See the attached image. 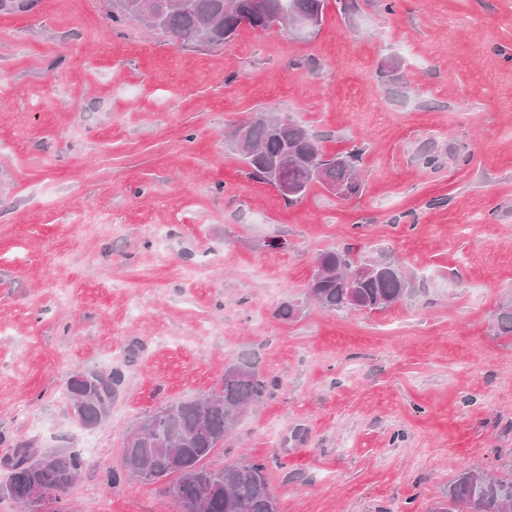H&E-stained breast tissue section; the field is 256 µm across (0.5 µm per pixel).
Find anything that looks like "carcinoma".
<instances>
[{"label":"carcinoma","instance_id":"cac0c4a2","mask_svg":"<svg viewBox=\"0 0 512 512\" xmlns=\"http://www.w3.org/2000/svg\"><path fill=\"white\" fill-rule=\"evenodd\" d=\"M35 0H0V12H27ZM265 14L253 11V0H109L112 20L137 18L155 31L171 34L198 48H218L236 35L240 19L250 18V27L268 28L271 16L324 15L327 0H267ZM248 141L239 146L249 175L269 183V173L297 187L283 199L292 205L315 185L336 184L348 195L363 191L359 165L364 148L358 144L330 155L311 130L286 112H266L247 124ZM364 258L352 256L350 248L317 255L316 269L302 304L336 312L358 310L382 312L403 303L416 293L414 277L400 261L386 260L388 269L378 276L357 271ZM495 335L512 336V304L499 306ZM83 380L69 378L64 388L67 407L81 413L85 427L94 429L108 420L112 404L125 382L117 367L107 372L84 369ZM275 381L265 377L248 360L224 367L220 387L190 400L171 402L145 415L147 423L136 424L124 441L123 474L108 472L115 484L125 476L131 481L164 483L165 493L180 512L198 501L204 512H278L277 499L266 477L267 466L258 460H242L215 469L214 452L224 447L243 412L263 402ZM32 445L17 441L6 459L0 499L14 503L24 499L33 484L68 490L82 474L86 458L80 448L62 451L61 464L45 466L32 457ZM434 512H512V479L495 478L471 470L460 474L448 488Z\"/></svg>","mask_w":512,"mask_h":512}]
</instances>
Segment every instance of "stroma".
<instances>
[{
	"instance_id": "35a3bbf8",
	"label": "stroma",
	"mask_w": 512,
	"mask_h": 512,
	"mask_svg": "<svg viewBox=\"0 0 512 512\" xmlns=\"http://www.w3.org/2000/svg\"><path fill=\"white\" fill-rule=\"evenodd\" d=\"M391 2L327 0L313 37L245 25L210 50L113 22L108 0L0 14V477L12 442L74 443L88 465L59 512H178L104 474L134 420L248 359L276 385L210 462L265 461L279 512H432L473 467L512 478V337L493 328L512 295V0ZM262 110L326 152L364 144L362 193L290 206L250 178L224 136ZM347 246L420 291L282 319L317 254ZM114 367L110 419L78 428L68 377Z\"/></svg>"
}]
</instances>
